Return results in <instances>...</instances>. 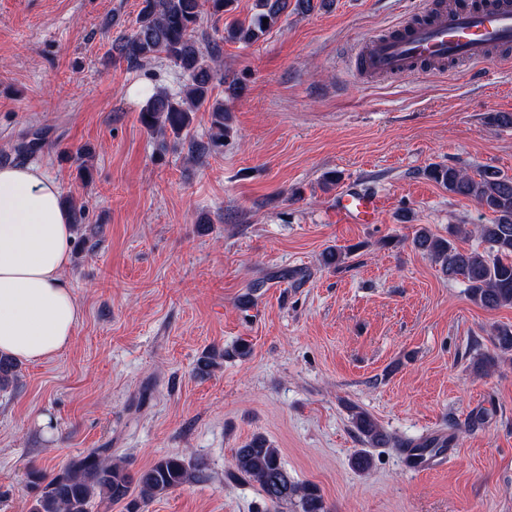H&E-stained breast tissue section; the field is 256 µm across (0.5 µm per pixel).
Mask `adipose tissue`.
Wrapping results in <instances>:
<instances>
[{"instance_id": "1", "label": "adipose tissue", "mask_w": 512, "mask_h": 512, "mask_svg": "<svg viewBox=\"0 0 512 512\" xmlns=\"http://www.w3.org/2000/svg\"><path fill=\"white\" fill-rule=\"evenodd\" d=\"M61 194L40 166L0 168V355L19 363L61 352L82 316L64 276L74 226Z\"/></svg>"}]
</instances>
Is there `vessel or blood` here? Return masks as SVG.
Here are the masks:
<instances>
[{
	"instance_id": "vessel-or-blood-1",
	"label": "vessel or blood",
	"mask_w": 512,
	"mask_h": 512,
	"mask_svg": "<svg viewBox=\"0 0 512 512\" xmlns=\"http://www.w3.org/2000/svg\"><path fill=\"white\" fill-rule=\"evenodd\" d=\"M356 55L365 75L388 78L417 75L425 63L455 68L512 61V0H453L432 20L407 25L400 36H372ZM337 199L336 215L349 224L374 223L381 208L379 195L355 187Z\"/></svg>"
}]
</instances>
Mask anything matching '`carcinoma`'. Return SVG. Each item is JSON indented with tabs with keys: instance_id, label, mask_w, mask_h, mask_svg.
Returning <instances> with one entry per match:
<instances>
[{
	"instance_id": "cac0c4a2",
	"label": "carcinoma",
	"mask_w": 512,
	"mask_h": 512,
	"mask_svg": "<svg viewBox=\"0 0 512 512\" xmlns=\"http://www.w3.org/2000/svg\"><path fill=\"white\" fill-rule=\"evenodd\" d=\"M236 0H142L131 33L112 43V58L139 67L163 54L187 76V83L176 94L167 91L152 94L139 112L141 125L151 134L187 142L188 153L201 159L210 146L230 133L228 110L224 101L212 96V85L224 80L221 72L222 43L251 45L257 42L281 18L288 0H257V12L249 22L236 18L224 22L219 39L205 43L196 39L203 6L218 20L236 10ZM268 22H263V19ZM210 112L211 136L208 143L191 138L193 115L200 109ZM426 175L448 192L471 198L491 213L488 224H480L477 233L483 249L459 248L454 238L470 233L456 225L450 237L419 228L413 237L415 249L440 266L444 275L462 279L471 301L488 309L512 305V176L495 167L481 169L477 176L451 165H433ZM495 347L512 352V327L497 326L492 333ZM19 377V364L0 356V389L11 387ZM363 441L373 447L387 443L388 436L364 411L353 414ZM208 469L202 458L187 460L179 456L159 459L151 467L131 474L124 465L112 461V449L92 448L71 459L57 472L32 473L39 488L30 512H90L97 503L108 506L138 491L127 504V512H140L142 504L175 490L191 480H202ZM231 469L259 486L264 498L274 506L288 502L299 512H329L320 490L312 484H300L281 463L280 450L256 435L236 449Z\"/></svg>"
}]
</instances>
